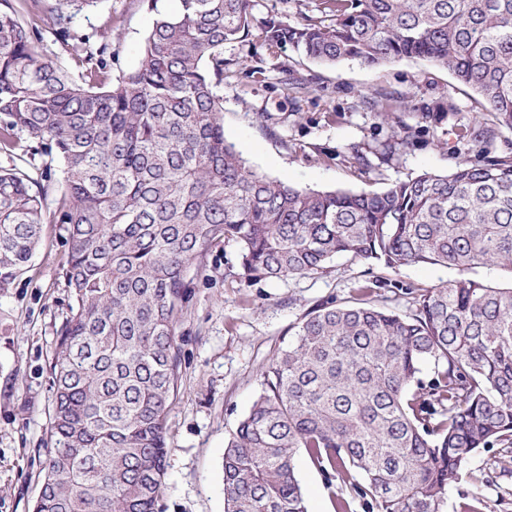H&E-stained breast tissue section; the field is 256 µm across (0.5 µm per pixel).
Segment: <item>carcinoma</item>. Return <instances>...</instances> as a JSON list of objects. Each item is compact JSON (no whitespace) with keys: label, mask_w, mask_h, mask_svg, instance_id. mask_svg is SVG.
<instances>
[{"label":"carcinoma","mask_w":512,"mask_h":512,"mask_svg":"<svg viewBox=\"0 0 512 512\" xmlns=\"http://www.w3.org/2000/svg\"><path fill=\"white\" fill-rule=\"evenodd\" d=\"M0 0V144L28 132L62 164L63 192L0 168V277L23 272L41 224L66 225L70 317L51 369L48 458L33 512H156L167 414L180 377L176 336L187 273L237 244L249 278L327 269L340 255L458 276L422 288L416 310L379 308L369 279L346 305L317 304L262 368V392L224 448L225 512H307L305 450L364 512H440L481 448L512 445V156L462 161L383 192H320L248 165L224 139V44L249 35L253 0H179L159 13L138 66L112 81L99 57L75 77L43 59L47 21L79 52L76 12L97 0ZM329 24L262 21L265 40L315 63L426 58L486 103L466 129L512 130V0H320ZM434 365L429 380L422 366Z\"/></svg>","instance_id":"carcinoma-1"}]
</instances>
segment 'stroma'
Masks as SVG:
<instances>
[{"instance_id": "stroma-1", "label": "stroma", "mask_w": 512, "mask_h": 512, "mask_svg": "<svg viewBox=\"0 0 512 512\" xmlns=\"http://www.w3.org/2000/svg\"><path fill=\"white\" fill-rule=\"evenodd\" d=\"M319 0H253L246 39L225 44L224 137L259 171L318 191L372 189L423 172L447 173L464 160L512 155V130L489 145L465 138L486 117L481 98L446 68L425 59L380 67L345 61L326 67L291 47L269 48L260 24L275 15L294 23L317 15ZM179 0H99L77 12L74 29L91 47L106 46L112 76L135 68L157 13ZM391 112L382 121L380 112ZM261 112L276 123L266 128ZM419 135L393 149L394 129ZM28 133L12 150L0 148V167H18L47 191V208L60 196L61 164L36 149ZM66 231L44 224L27 269L0 282V512H31L48 448L58 332L70 315L62 277ZM455 270L412 264L392 270L344 256L323 273L250 279L239 268L238 247L221 243L191 268L190 299L179 336L178 389L167 416L165 474L157 512H224V448L262 389L261 370L292 338L305 312L319 302L352 303L358 287L376 278V306L401 314L415 309L413 294L455 278ZM298 480L308 512H334L332 488L298 455ZM494 512H512V447L479 450L449 486L442 512H463L471 493Z\"/></svg>"}]
</instances>
